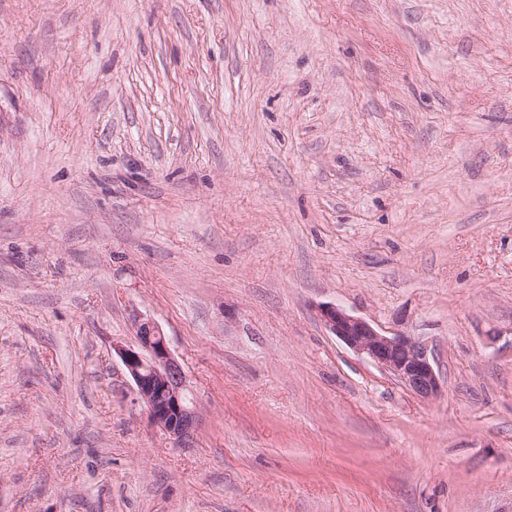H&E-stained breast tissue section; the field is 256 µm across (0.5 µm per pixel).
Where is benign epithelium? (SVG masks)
Masks as SVG:
<instances>
[{
  "label": "benign epithelium",
  "mask_w": 512,
  "mask_h": 512,
  "mask_svg": "<svg viewBox=\"0 0 512 512\" xmlns=\"http://www.w3.org/2000/svg\"><path fill=\"white\" fill-rule=\"evenodd\" d=\"M325 329L354 352L396 378L411 393L430 399L441 391L425 345L405 332L386 335L368 320L336 304L318 308ZM136 345L113 350L134 382L151 422L174 448H191L199 412L186 375L162 329L148 318L135 320Z\"/></svg>",
  "instance_id": "7a95c632"
}]
</instances>
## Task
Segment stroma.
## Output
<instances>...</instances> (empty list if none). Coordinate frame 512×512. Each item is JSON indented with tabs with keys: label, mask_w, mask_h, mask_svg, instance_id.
I'll return each mask as SVG.
<instances>
[{
	"label": "stroma",
	"mask_w": 512,
	"mask_h": 512,
	"mask_svg": "<svg viewBox=\"0 0 512 512\" xmlns=\"http://www.w3.org/2000/svg\"><path fill=\"white\" fill-rule=\"evenodd\" d=\"M0 512H512V0H0ZM325 329L354 352L365 356L422 399L441 391L438 374L425 345L405 332L386 335L368 320L336 304L318 308ZM135 336L136 346L115 345L113 350L133 380L151 422L172 447H193L199 412L165 334L151 319L139 318Z\"/></svg>",
	"instance_id": "35a3bbf8"
}]
</instances>
